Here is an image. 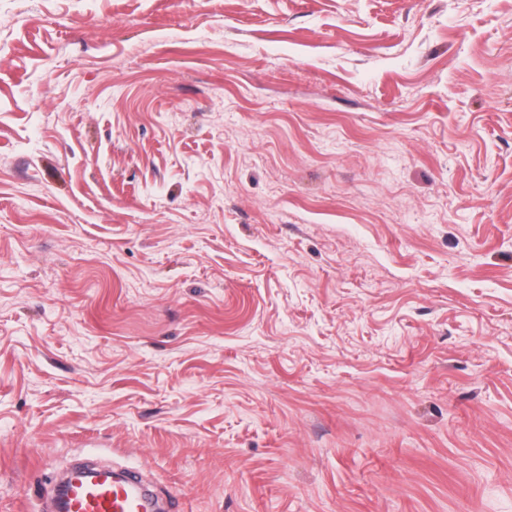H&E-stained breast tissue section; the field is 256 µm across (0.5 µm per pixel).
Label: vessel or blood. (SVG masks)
<instances>
[{"label":"vessel or blood","mask_w":512,"mask_h":512,"mask_svg":"<svg viewBox=\"0 0 512 512\" xmlns=\"http://www.w3.org/2000/svg\"><path fill=\"white\" fill-rule=\"evenodd\" d=\"M151 499L129 482L101 472L71 480L65 488V512H150Z\"/></svg>","instance_id":"vessel-or-blood-1"}]
</instances>
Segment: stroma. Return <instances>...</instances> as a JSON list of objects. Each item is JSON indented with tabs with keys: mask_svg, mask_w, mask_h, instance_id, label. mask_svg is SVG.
Listing matches in <instances>:
<instances>
[{
	"mask_svg": "<svg viewBox=\"0 0 512 512\" xmlns=\"http://www.w3.org/2000/svg\"><path fill=\"white\" fill-rule=\"evenodd\" d=\"M512 512V0H0V512ZM149 495L110 472L72 479L65 488V512H148Z\"/></svg>",
	"mask_w": 512,
	"mask_h": 512,
	"instance_id": "1",
	"label": "stroma"
}]
</instances>
